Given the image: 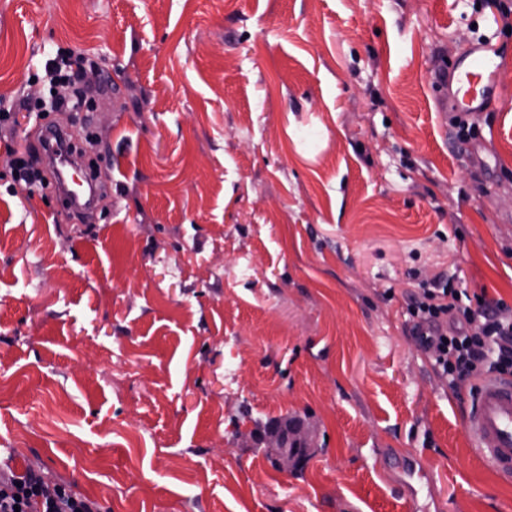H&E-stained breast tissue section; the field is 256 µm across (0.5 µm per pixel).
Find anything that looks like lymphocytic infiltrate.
<instances>
[{"label":"lymphocytic infiltrate","instance_id":"f902f5d3","mask_svg":"<svg viewBox=\"0 0 512 512\" xmlns=\"http://www.w3.org/2000/svg\"><path fill=\"white\" fill-rule=\"evenodd\" d=\"M408 313L411 334L449 388L463 380L512 378V306L455 288L440 274L421 285ZM0 512H101L96 501L65 487L47 489L40 475L0 469Z\"/></svg>","mask_w":512,"mask_h":512}]
</instances>
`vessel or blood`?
<instances>
[{
	"label": "vessel or blood",
	"instance_id": "vessel-or-blood-1",
	"mask_svg": "<svg viewBox=\"0 0 512 512\" xmlns=\"http://www.w3.org/2000/svg\"><path fill=\"white\" fill-rule=\"evenodd\" d=\"M502 63V56L488 46L472 44L450 72L451 110L470 114L489 106L493 76ZM465 426L482 459L500 476L512 479V379L480 382Z\"/></svg>",
	"mask_w": 512,
	"mask_h": 512
}]
</instances>
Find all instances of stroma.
Wrapping results in <instances>:
<instances>
[{
    "instance_id": "1",
    "label": "stroma",
    "mask_w": 512,
    "mask_h": 512,
    "mask_svg": "<svg viewBox=\"0 0 512 512\" xmlns=\"http://www.w3.org/2000/svg\"><path fill=\"white\" fill-rule=\"evenodd\" d=\"M504 108L438 78L479 37ZM0 455L102 512H512L407 303L512 306V29L475 0H0ZM86 124L77 218L14 160ZM301 420L307 459L236 440ZM62 66H64V71ZM79 70V61L59 60L55 58L45 63L46 75L50 77L51 84L56 87L61 84L77 85L81 79Z\"/></svg>"
}]
</instances>
